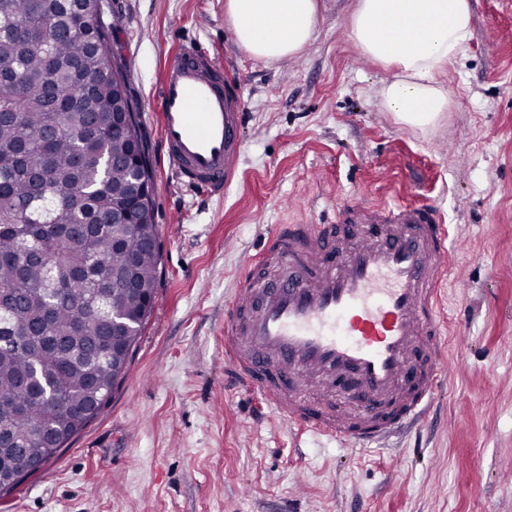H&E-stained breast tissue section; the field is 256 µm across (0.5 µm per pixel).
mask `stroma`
Returning a JSON list of instances; mask_svg holds the SVG:
<instances>
[{
    "label": "stroma",
    "mask_w": 512,
    "mask_h": 512,
    "mask_svg": "<svg viewBox=\"0 0 512 512\" xmlns=\"http://www.w3.org/2000/svg\"><path fill=\"white\" fill-rule=\"evenodd\" d=\"M225 0H102L153 168L161 252L152 313L100 414L0 512H512V0H471L474 36L418 129L385 111L395 71L358 60L356 0H319L299 55L239 48ZM242 79L239 173L223 196L182 184L155 99L178 44ZM435 209L465 279L442 311L457 364L426 415L370 450L300 435L224 380V304L279 224H328L347 200Z\"/></svg>",
    "instance_id": "35a3bbf8"
}]
</instances>
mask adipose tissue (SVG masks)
Instances as JSON below:
<instances>
[{"label": "adipose tissue", "mask_w": 512, "mask_h": 512, "mask_svg": "<svg viewBox=\"0 0 512 512\" xmlns=\"http://www.w3.org/2000/svg\"><path fill=\"white\" fill-rule=\"evenodd\" d=\"M240 47L266 61L290 58L314 39L318 0H226ZM473 36L469 0H357L350 37L369 59L396 69L381 103L414 128L449 111L440 75L463 55Z\"/></svg>", "instance_id": "ef3b65f1"}]
</instances>
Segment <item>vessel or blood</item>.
<instances>
[{
  "label": "vessel or blood",
  "mask_w": 512,
  "mask_h": 512,
  "mask_svg": "<svg viewBox=\"0 0 512 512\" xmlns=\"http://www.w3.org/2000/svg\"><path fill=\"white\" fill-rule=\"evenodd\" d=\"M169 165L223 195L245 118L241 82L202 46L176 47L155 101ZM432 208L346 201L331 224L281 225L224 308V361L301 434L368 449L419 420L450 369L440 312L453 267ZM360 414L336 413L340 377Z\"/></svg>",
  "instance_id": "vessel-or-blood-1"
}]
</instances>
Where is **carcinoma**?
Listing matches in <instances>:
<instances>
[{"label": "carcinoma", "instance_id": "carcinoma-1", "mask_svg": "<svg viewBox=\"0 0 512 512\" xmlns=\"http://www.w3.org/2000/svg\"><path fill=\"white\" fill-rule=\"evenodd\" d=\"M82 2L0 0V58L13 67L0 104L18 106L0 119V290L21 298L0 305V488L35 474L40 448H63L107 404L128 366L112 356V317L136 346L157 288L154 209L113 164L132 151L130 131L112 122L114 99L131 109L112 71L114 27ZM50 87L77 105L48 110ZM131 211L137 227L112 223ZM52 253L79 281L39 258Z\"/></svg>", "mask_w": 512, "mask_h": 512}]
</instances>
